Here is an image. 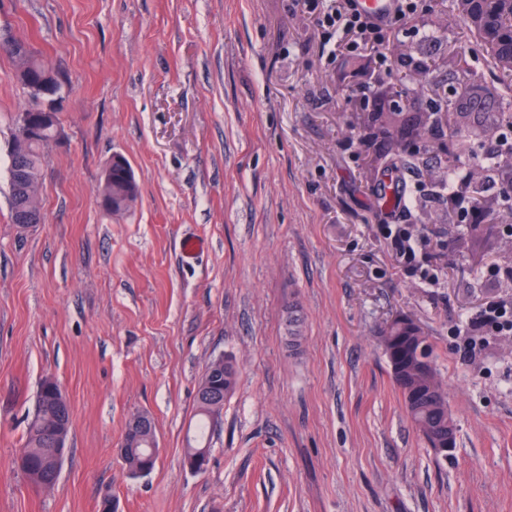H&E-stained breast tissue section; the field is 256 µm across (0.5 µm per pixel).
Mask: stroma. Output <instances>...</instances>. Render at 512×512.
<instances>
[{"mask_svg": "<svg viewBox=\"0 0 512 512\" xmlns=\"http://www.w3.org/2000/svg\"><path fill=\"white\" fill-rule=\"evenodd\" d=\"M0 32L52 59L61 136L45 152L43 223L11 220L7 145L30 102L0 53V512H512V337L477 356L453 331L512 304V223L448 222L443 190L407 173L403 224L423 236L428 284L400 263L351 145L365 104L410 84L477 76L467 112L512 102L452 0H421L383 53L329 60L294 0H0ZM138 197L100 205L112 155ZM204 240L195 259L182 242ZM301 318L291 344L288 312ZM421 326L447 390L457 445L435 456L406 414L376 332ZM240 380L201 473L182 457L196 387L214 358ZM55 378L74 410L55 486L15 464L36 393ZM152 416L159 458L131 477L126 425Z\"/></svg>", "mask_w": 512, "mask_h": 512, "instance_id": "obj_1", "label": "stroma"}]
</instances>
